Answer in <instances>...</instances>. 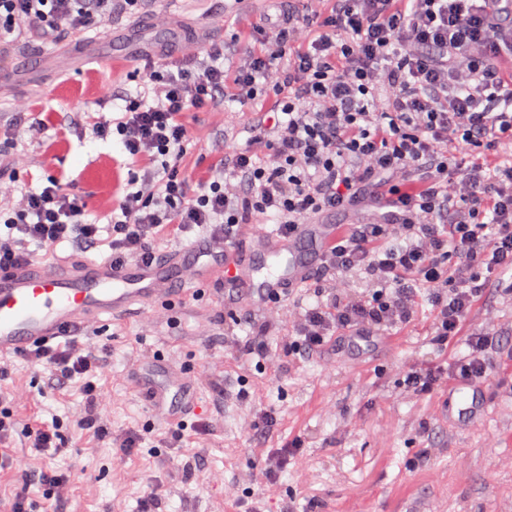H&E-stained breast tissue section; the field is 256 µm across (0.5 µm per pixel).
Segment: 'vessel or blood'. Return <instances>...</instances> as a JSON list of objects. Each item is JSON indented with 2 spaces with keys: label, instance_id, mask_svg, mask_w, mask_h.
<instances>
[{
  "label": "vessel or blood",
  "instance_id": "obj_1",
  "mask_svg": "<svg viewBox=\"0 0 512 512\" xmlns=\"http://www.w3.org/2000/svg\"><path fill=\"white\" fill-rule=\"evenodd\" d=\"M330 224H303L285 236L255 233L253 262L237 250L209 242L169 253L161 262L122 264L108 259L50 257L0 270V357L19 355L59 340L68 329L102 323L165 299L185 266L197 268L198 281L224 277L248 288L261 307L286 289L304 283L312 260L333 235ZM163 384L138 379L137 392L154 419L171 423L202 412L194 382L174 364L157 360ZM486 407L483 386L466 380L448 387V415L461 424L478 420Z\"/></svg>",
  "mask_w": 512,
  "mask_h": 512
}]
</instances>
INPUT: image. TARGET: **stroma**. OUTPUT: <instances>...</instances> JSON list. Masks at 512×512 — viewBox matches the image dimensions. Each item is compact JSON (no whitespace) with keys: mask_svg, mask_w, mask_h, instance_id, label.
<instances>
[{"mask_svg":"<svg viewBox=\"0 0 512 512\" xmlns=\"http://www.w3.org/2000/svg\"><path fill=\"white\" fill-rule=\"evenodd\" d=\"M224 2L147 0L139 16H119L83 34L9 42L0 82L12 91L0 94V126L25 112L39 129L0 150V206H16L24 191L54 176L82 193L85 221L107 223L138 165L111 142L94 139L85 113L108 118L136 96L143 67L131 65V57L160 63L192 57L262 25L271 12L268 0H238L230 9ZM182 119L191 135L182 168L195 185L218 166L225 140L248 139L235 104ZM431 309L422 301L411 325L363 354L330 346L297 364L282 352L288 311L270 310L271 359L262 367L243 349L250 329L234 321L223 281L211 280L201 294H178L115 319L87 340L111 346L92 381L101 423L113 436L136 430L150 439L164 432L135 393L137 376H150L159 358L187 368L213 431L180 448L146 445L123 456L110 438L73 427L63 453L16 444L6 453L30 470L69 474L61 507L31 486L36 512H141L151 476L163 484L154 512H512V300L492 290L471 313L470 327H494L501 346L486 380L485 413L458 427L446 418V392L417 397L403 384L404 368L446 366L465 350L459 341L446 349L432 343ZM9 362L0 396L20 425L80 414L79 384L54 388L45 368L18 356ZM263 410L274 412L276 424L259 444L253 424ZM295 440L301 447L278 478L250 483L252 459Z\"/></svg>","mask_w":512,"mask_h":512,"instance_id":"stroma-1","label":"stroma"}]
</instances>
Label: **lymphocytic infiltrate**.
<instances>
[{
	"label": "lymphocytic infiltrate",
	"mask_w": 512,
	"mask_h": 512,
	"mask_svg": "<svg viewBox=\"0 0 512 512\" xmlns=\"http://www.w3.org/2000/svg\"><path fill=\"white\" fill-rule=\"evenodd\" d=\"M145 0H0V41L49 37L139 12ZM274 15L255 50L234 36L206 55L146 68L142 91L117 116L99 118L97 138L128 158L151 160L130 178L108 224L84 221L82 196L50 179L0 208V269L32 260L37 247L67 241L83 250L108 246L113 262H160L163 229H204L231 244L238 226L273 219L281 233L343 216L325 247L312 306L287 304L282 346L297 359L335 344L359 349L371 337L409 325L427 294L431 336L445 348L465 336L452 366L404 370L414 395L457 378L482 381L493 369L494 329H468L470 312L496 288L512 299V0H271ZM247 119L246 145L224 150L213 179L192 187L177 166L191 135L184 112L224 102ZM266 111H256L258 102ZM363 273L364 285L346 278ZM108 344L69 333L62 344L24 353L45 366L52 385L82 380L77 423H99L90 377L103 369ZM64 425L20 427L0 401V446L22 434L27 447L60 453ZM11 512H33L39 484L63 503L66 474L15 468Z\"/></svg>",
	"instance_id": "f902f5d3"
}]
</instances>
